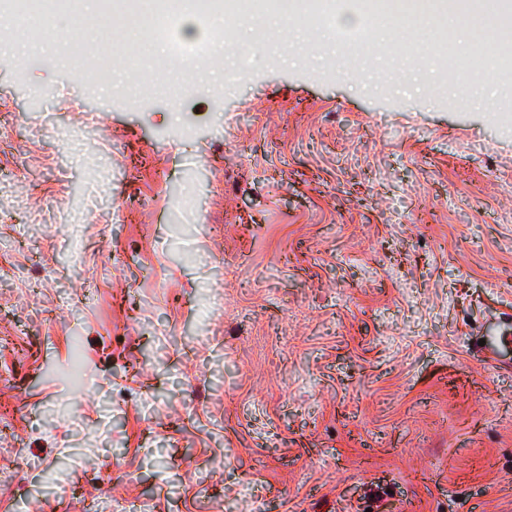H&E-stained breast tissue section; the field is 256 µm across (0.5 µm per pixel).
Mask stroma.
Returning a JSON list of instances; mask_svg holds the SVG:
<instances>
[{
    "mask_svg": "<svg viewBox=\"0 0 512 512\" xmlns=\"http://www.w3.org/2000/svg\"><path fill=\"white\" fill-rule=\"evenodd\" d=\"M355 23L176 105L0 47V512H512V82Z\"/></svg>",
    "mask_w": 512,
    "mask_h": 512,
    "instance_id": "35a3bbf8",
    "label": "stroma"
}]
</instances>
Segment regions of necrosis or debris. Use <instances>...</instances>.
<instances>
[{
	"label": "necrosis or debris",
	"mask_w": 512,
	"mask_h": 512,
	"mask_svg": "<svg viewBox=\"0 0 512 512\" xmlns=\"http://www.w3.org/2000/svg\"><path fill=\"white\" fill-rule=\"evenodd\" d=\"M341 7L340 0H99L98 11L88 14L83 0H0V17L8 21L0 27V45L49 42L55 50L42 56V63L66 67L80 85L126 74L140 93H161L175 101L202 83L199 61L226 40L241 13H249L259 25L260 37L267 39L269 19L295 16L313 26L331 27ZM357 8L361 30L386 31L381 53L388 61L438 56L452 72H467L468 63L457 54L448 23L474 12L494 18L501 39H512V0H357ZM62 16L82 18L86 26L99 29L89 58L69 53L68 34L56 24ZM413 16L425 18L431 33L407 41L398 26ZM189 19L202 35L191 45L178 47L175 54L181 66L166 71L151 51L157 44L174 41Z\"/></svg>",
	"instance_id": "4bbe7bcc"
}]
</instances>
